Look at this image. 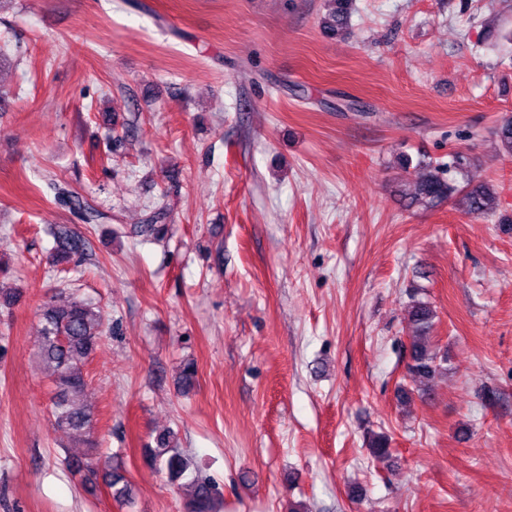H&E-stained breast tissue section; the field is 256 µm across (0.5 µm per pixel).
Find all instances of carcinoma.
Returning <instances> with one entry per match:
<instances>
[{
  "label": "carcinoma",
  "instance_id": "carcinoma-1",
  "mask_svg": "<svg viewBox=\"0 0 512 512\" xmlns=\"http://www.w3.org/2000/svg\"><path fill=\"white\" fill-rule=\"evenodd\" d=\"M330 9L322 19L323 28L330 34L347 30L354 7V0H328ZM495 137L502 148L512 151V118L500 122L495 128ZM455 194L462 195L466 211L492 215L496 211V197L485 183L468 182L459 186L444 177L439 166H427L426 170L412 181L411 189L404 193L407 206L434 207ZM168 212L159 207L150 212L137 235L159 240L167 232ZM59 243L57 260H69L82 254L86 241L65 226L56 229ZM435 310L426 302L417 301L409 314L410 362L407 377L419 384V390L428 391L429 383L447 369V356L439 354L431 341ZM41 328L38 336L41 362L51 369L54 394L51 402V424L68 432L83 442L87 457L72 458L67 465L70 470L85 473V478L96 475L94 461L100 455L93 440L94 412L83 399L86 382L82 366L89 359L105 333V317L96 303L73 293L60 304L51 296L40 307ZM197 367L192 360L181 363L177 385L182 393H189L196 384ZM156 446L148 449L147 460L166 470L173 482L182 480L191 470V460L179 449L176 433L166 430L155 438ZM370 453L377 461L389 457L388 438L377 435L370 441ZM104 479L117 501H130L129 489L120 463L114 461L104 473ZM188 494L185 512H223L224 493L215 482L197 474L187 483Z\"/></svg>",
  "mask_w": 512,
  "mask_h": 512
}]
</instances>
